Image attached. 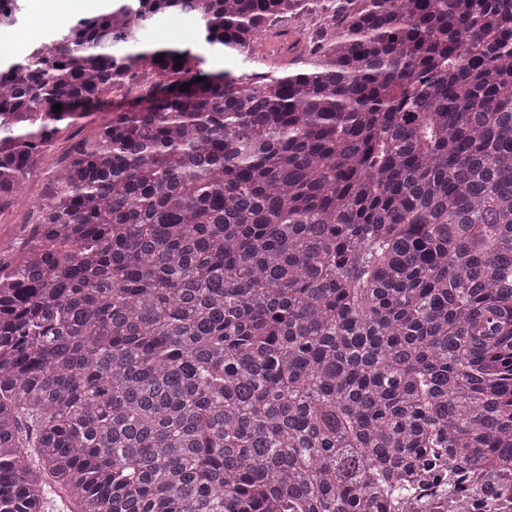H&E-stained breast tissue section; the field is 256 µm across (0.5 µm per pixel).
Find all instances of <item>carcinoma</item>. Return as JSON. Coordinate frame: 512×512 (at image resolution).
<instances>
[{
    "label": "carcinoma",
    "instance_id": "1",
    "mask_svg": "<svg viewBox=\"0 0 512 512\" xmlns=\"http://www.w3.org/2000/svg\"><path fill=\"white\" fill-rule=\"evenodd\" d=\"M303 11L292 71L225 67ZM3 60L0 212L123 106L0 263V512L48 479L76 512H382L446 455L512 469V0H126ZM146 35L159 45L189 44L196 36L195 24H176L167 19H157L148 28Z\"/></svg>",
    "mask_w": 512,
    "mask_h": 512
}]
</instances>
